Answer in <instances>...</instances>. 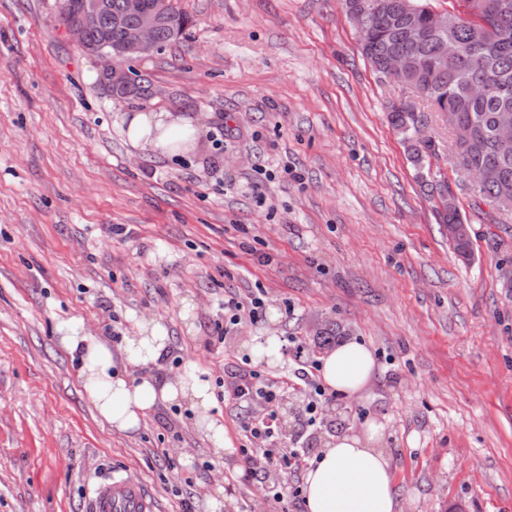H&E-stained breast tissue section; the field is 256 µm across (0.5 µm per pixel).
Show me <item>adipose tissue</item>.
<instances>
[{"label":"adipose tissue","instance_id":"obj_1","mask_svg":"<svg viewBox=\"0 0 512 512\" xmlns=\"http://www.w3.org/2000/svg\"><path fill=\"white\" fill-rule=\"evenodd\" d=\"M189 128L190 121L183 116L135 112L128 118L127 137L133 146L158 148L184 138ZM59 330L62 345L79 365L78 377L86 393L110 427L135 431L156 408L186 401L197 423L204 425L214 453L229 448L223 423L211 413L215 397L206 372L193 368L165 380L147 373L139 378L130 375V367L146 371L165 358L169 338L160 321L143 320L137 335L126 338L117 356L81 320L64 321ZM374 368L371 350L348 339L323 357L321 375L333 391L354 396ZM381 441V427L374 423L331 437L305 471L306 512H398L394 477Z\"/></svg>","mask_w":512,"mask_h":512}]
</instances>
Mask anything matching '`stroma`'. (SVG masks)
<instances>
[{
    "mask_svg": "<svg viewBox=\"0 0 512 512\" xmlns=\"http://www.w3.org/2000/svg\"><path fill=\"white\" fill-rule=\"evenodd\" d=\"M189 39L132 62L158 89L135 105L100 84L104 59L72 43L57 0H0V512H92L89 489L142 482L154 512H304L275 500L288 468L247 471L248 417L227 371L275 365L250 339L295 340L312 361L323 333L365 342L376 372L316 419L292 390L274 406L282 453L315 458L330 437L382 424L400 512H512V214L495 216L460 172L440 113L425 111L469 223L461 259L387 121L411 100L374 71L343 0H174ZM197 119L188 148L133 147L135 109ZM223 138L222 150L213 141ZM122 234H115V227ZM264 305L239 324L227 302ZM169 336L153 375L208 372L231 449L216 456L189 406L149 413L138 433L102 422L57 326Z\"/></svg>",
    "mask_w": 512,
    "mask_h": 512,
    "instance_id": "35a3bbf8",
    "label": "stroma"
}]
</instances>
